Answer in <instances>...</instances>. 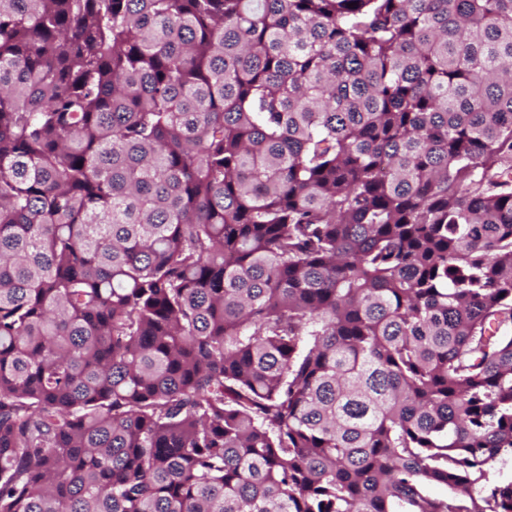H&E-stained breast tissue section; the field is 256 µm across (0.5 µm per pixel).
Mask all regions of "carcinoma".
<instances>
[{
    "mask_svg": "<svg viewBox=\"0 0 512 512\" xmlns=\"http://www.w3.org/2000/svg\"><path fill=\"white\" fill-rule=\"evenodd\" d=\"M506 455L512 0H0V512H512Z\"/></svg>",
    "mask_w": 512,
    "mask_h": 512,
    "instance_id": "carcinoma-1",
    "label": "carcinoma"
}]
</instances>
